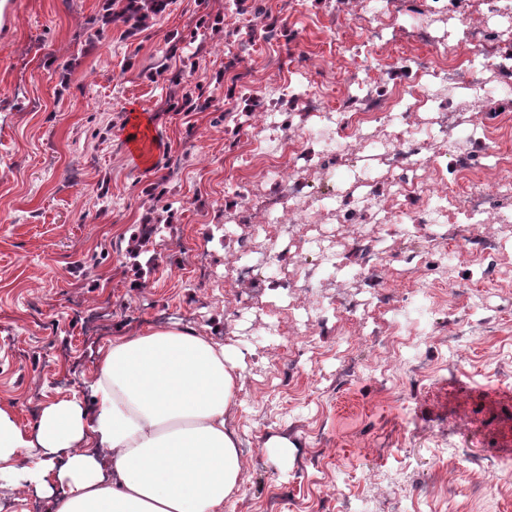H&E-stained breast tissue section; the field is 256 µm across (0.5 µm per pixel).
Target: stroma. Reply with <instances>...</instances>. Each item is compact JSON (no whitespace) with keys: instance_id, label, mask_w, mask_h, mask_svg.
Segmentation results:
<instances>
[{"instance_id":"1","label":"stroma","mask_w":512,"mask_h":512,"mask_svg":"<svg viewBox=\"0 0 512 512\" xmlns=\"http://www.w3.org/2000/svg\"><path fill=\"white\" fill-rule=\"evenodd\" d=\"M254 0H166L158 12H125L124 0H15L0 21V405L34 427L45 402L77 397L92 405L100 349L157 323L178 322L242 353L229 423L244 457L230 512H512V481L477 498V462L512 441V240L498 244L500 272L484 282L479 245L447 281L436 282L429 349L408 360L376 302L367 338L350 340L336 320L314 336L317 309L366 288L347 272L300 295L317 262L308 238L351 242L378 235L381 214L341 212L369 193L357 180L305 189L299 206L332 194L334 210L294 229L278 279L238 285L228 258L235 244L218 224L263 197L261 130L248 123L250 91L224 76L222 45ZM277 31L267 38L265 25ZM268 24L241 30L238 49L257 86L272 80L328 96L360 93L371 69L363 53L333 56L336 36L357 40V20L336 16L329 0H294ZM321 53L318 70L267 62L279 50ZM234 102L236 115L224 112ZM151 116L160 160L134 167L125 141L127 107ZM234 143L240 158L225 160ZM512 148V123L475 126L460 149L497 181L499 150ZM156 220L149 240L138 231ZM181 240L211 250L215 273L194 274ZM419 239L389 237L386 287L407 293L420 274L401 260ZM282 333L267 335L269 325ZM287 438V456L269 451ZM449 487L435 488L436 470Z\"/></svg>"}]
</instances>
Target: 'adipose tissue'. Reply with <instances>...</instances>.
I'll return each instance as SVG.
<instances>
[{
	"label": "adipose tissue",
	"mask_w": 512,
	"mask_h": 512,
	"mask_svg": "<svg viewBox=\"0 0 512 512\" xmlns=\"http://www.w3.org/2000/svg\"><path fill=\"white\" fill-rule=\"evenodd\" d=\"M241 356L175 324L114 339L77 398L47 402L36 429L0 407V478L53 512H224L242 450L226 425Z\"/></svg>",
	"instance_id": "ef3b65f1"
}]
</instances>
